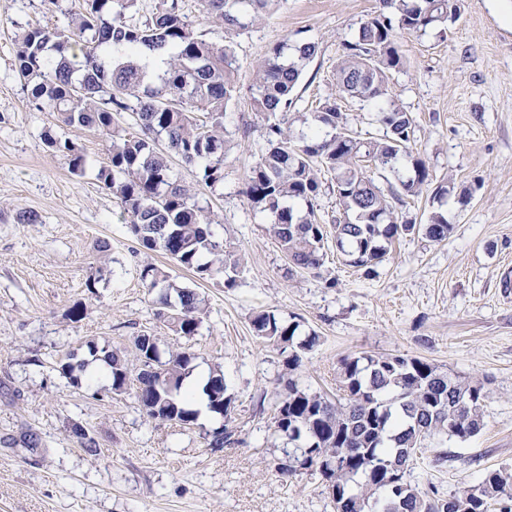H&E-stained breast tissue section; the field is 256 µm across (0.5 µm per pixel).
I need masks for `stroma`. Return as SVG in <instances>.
<instances>
[{"label": "stroma", "instance_id": "1", "mask_svg": "<svg viewBox=\"0 0 512 512\" xmlns=\"http://www.w3.org/2000/svg\"><path fill=\"white\" fill-rule=\"evenodd\" d=\"M457 5L445 32L398 35L404 67L392 81L430 173L429 186L397 205L396 216L424 224L439 211L453 229L441 242L401 238L369 272L349 266L331 239L320 275L288 274L268 213L243 189L254 157L268 148L250 101L257 63L283 42L317 44L289 115L295 132H307L316 102L336 94L343 40L376 15L379 0H280L240 34L211 33L235 52L238 91L224 109V183L205 198L217 215L216 240L233 244L245 268L232 289L172 268L175 286L206 300L198 334L184 337L156 319L141 278L145 264H165V256L140 251L97 179L109 163L107 142L32 106L15 71L21 35L65 27L82 0H0V512H333L320 475L277 473L286 441L271 421L288 383L335 396L342 359L361 354L420 357L488 395L476 436L425 440L412 472L420 488L450 497L489 470L512 473V0ZM48 134L77 144L88 158L83 176L46 145ZM450 182L472 188L469 204L435 198V187ZM21 210L38 222L17 223ZM77 305L78 321L70 315ZM261 310L295 321L299 335L317 334L299 368L256 336L251 321ZM141 334L154 336L161 354L193 353L194 375L223 372L233 444L210 448L221 424L210 412L187 427L148 419L136 397V360L119 392L111 375L75 384L57 365L68 351L87 358L91 342L130 350ZM76 424L95 451L81 446Z\"/></svg>", "mask_w": 512, "mask_h": 512}]
</instances>
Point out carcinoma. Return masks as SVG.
<instances>
[{"instance_id": "cac0c4a2", "label": "carcinoma", "mask_w": 512, "mask_h": 512, "mask_svg": "<svg viewBox=\"0 0 512 512\" xmlns=\"http://www.w3.org/2000/svg\"><path fill=\"white\" fill-rule=\"evenodd\" d=\"M280 0H201L200 16L191 20L179 0H159L147 16L138 0H83L65 29L32 27L20 39L15 66L30 102L54 112L65 126L95 131L110 140L109 165L97 179L120 203L121 216L139 246L161 252L202 279H224L234 288L241 257L231 245L215 240V214L199 195L224 183V108L235 85V58L227 45L206 38L204 27L227 33L248 29ZM377 15L362 22L343 43L334 80L338 98L312 113L309 132L297 137L286 116L295 107V90L316 45L304 43L288 54L279 44L257 65L252 106L265 116L269 148L250 166L244 193L271 216L269 233L292 269L320 273L328 236L354 267L379 264L392 241L423 233L441 242L452 227L440 212L427 224H399L396 204L417 196L429 173L413 155V118L391 95L390 79L404 62L395 46L397 33L445 31L457 19V0H380ZM168 49L164 69L140 63L141 48ZM369 102L385 98L388 107L377 121L379 137L362 139L349 126L337 99ZM130 114L138 131L128 133L119 118ZM67 158L71 174H84L88 161L70 140L47 136ZM199 166L197 187L179 184L171 174L170 155ZM374 169L358 166L360 158ZM334 173L338 215L323 224L316 200L322 182L319 168ZM397 173L399 188L386 194L376 184L379 171ZM388 215L391 222L379 223ZM155 299L157 319L180 336H195L203 323L202 298L171 283L169 269L148 264L141 271ZM256 335L291 348L288 366H301L317 343L312 334L296 335L298 324L273 311L252 319ZM89 355L105 361L112 389L124 387L128 362L107 347L88 346ZM140 364L137 399L151 419L183 426L195 424L198 411L181 390L192 356L176 351L162 359L145 335L134 340ZM62 373L79 381L85 361L67 355L58 360ZM343 397L332 402L288 382L272 427L288 440L286 457H295L283 476L301 470L318 473L334 490L335 512H512V474L486 473L476 486L445 498L438 490L411 483L408 476L422 442L434 434L465 441L484 426L486 394L478 383L460 382L418 357L348 356L339 373ZM224 374L212 371L203 386L209 410L225 419L209 447L232 443L231 397Z\"/></svg>"}]
</instances>
